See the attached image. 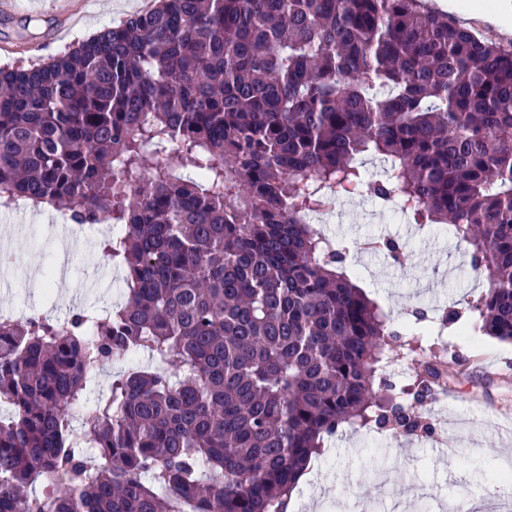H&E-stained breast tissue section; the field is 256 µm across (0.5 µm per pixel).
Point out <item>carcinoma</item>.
Here are the masks:
<instances>
[{"label":"carcinoma","instance_id":"1","mask_svg":"<svg viewBox=\"0 0 512 512\" xmlns=\"http://www.w3.org/2000/svg\"><path fill=\"white\" fill-rule=\"evenodd\" d=\"M333 192L448 225L484 277L474 332L512 342V50L428 0H160L0 69V206L120 227L99 248L127 286L0 319V512H288L342 425L432 432L428 363L374 400L401 331L306 220ZM152 365V361L147 353H142L137 357L134 363L128 362L127 358H119L112 363L104 366L96 375V386L91 384L92 392L96 388H108L112 376L118 373L127 372L131 368H147Z\"/></svg>","mask_w":512,"mask_h":512}]
</instances>
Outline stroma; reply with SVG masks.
I'll use <instances>...</instances> for the list:
<instances>
[{
	"mask_svg": "<svg viewBox=\"0 0 512 512\" xmlns=\"http://www.w3.org/2000/svg\"><path fill=\"white\" fill-rule=\"evenodd\" d=\"M142 0H99L81 17L71 37L54 44L56 15L73 12L79 0H14L11 13H0V42L18 53L0 56V68H29L75 48L108 26L126 22ZM347 255V272L370 299L391 311L401 325L389 347L383 375L401 402H408L421 371L434 359H458L445 377V388L424 408L432 433L403 436L369 426L345 425L325 437L313 456L307 489L298 491L291 512H443L449 498L469 497L473 512H498L512 503L503 478L512 445L502 441L500 424L512 418V343L476 335V315L469 302L482 292V278L468 264L464 248L443 224L418 227L394 206L367 196L338 198L334 217L321 227ZM62 224L44 212L0 214V252L14 257L0 271V310L19 315H64L69 306H107L123 278L107 273L94 238H84L58 260ZM392 238L404 247L395 264L371 241ZM422 307L425 321L410 312ZM461 314L446 322L448 310Z\"/></svg>",
	"mask_w": 512,
	"mask_h": 512,
	"instance_id": "obj_1",
	"label": "stroma"
}]
</instances>
